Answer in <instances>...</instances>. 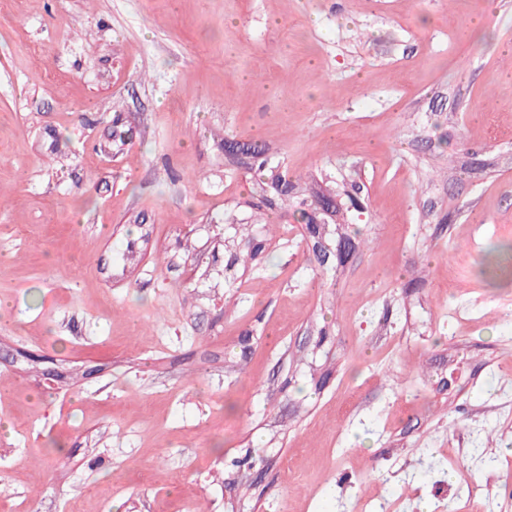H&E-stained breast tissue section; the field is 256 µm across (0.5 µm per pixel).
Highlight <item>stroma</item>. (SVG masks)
I'll use <instances>...</instances> for the list:
<instances>
[{"mask_svg": "<svg viewBox=\"0 0 512 512\" xmlns=\"http://www.w3.org/2000/svg\"><path fill=\"white\" fill-rule=\"evenodd\" d=\"M511 243L512 0H0V512H504Z\"/></svg>", "mask_w": 512, "mask_h": 512, "instance_id": "35a3bbf8", "label": "stroma"}]
</instances>
